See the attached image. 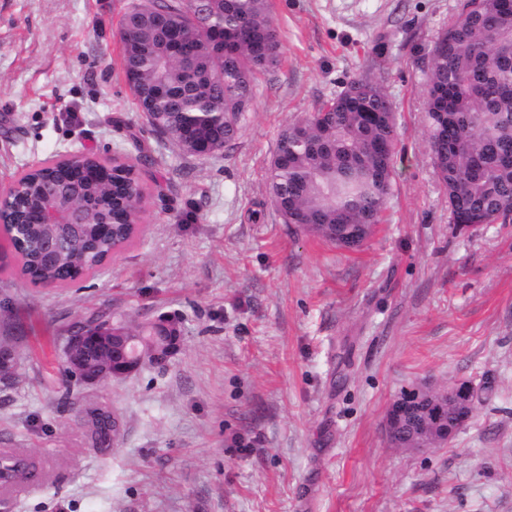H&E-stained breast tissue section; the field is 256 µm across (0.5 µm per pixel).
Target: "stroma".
I'll return each mask as SVG.
<instances>
[{
  "label": "stroma",
  "mask_w": 512,
  "mask_h": 512,
  "mask_svg": "<svg viewBox=\"0 0 512 512\" xmlns=\"http://www.w3.org/2000/svg\"><path fill=\"white\" fill-rule=\"evenodd\" d=\"M129 0H0V186L76 151L136 157L135 242L67 288L0 275L22 323L0 382V449L34 456L0 512H512V223L450 221L426 145L424 71L463 0H270L281 58L233 145L206 158L154 132L126 82ZM395 105L393 194L357 250L284 223L268 175L281 130L352 77ZM178 322L162 367L94 387L64 373L93 320ZM467 381L492 398L448 443L397 448L401 392ZM107 405L94 447L79 410Z\"/></svg>",
  "instance_id": "obj_1"
}]
</instances>
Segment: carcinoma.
Instances as JSON below:
<instances>
[{"mask_svg": "<svg viewBox=\"0 0 512 512\" xmlns=\"http://www.w3.org/2000/svg\"><path fill=\"white\" fill-rule=\"evenodd\" d=\"M192 0H131L120 25L134 34L122 42L127 82L154 130L172 141L188 123L222 150L237 139L258 75L273 71L281 42L269 0H214L206 27L192 20ZM427 147L448 194L450 214L481 224L512 222V0H466L435 38L425 80ZM399 137L394 103L380 76L349 80L334 97L286 127L279 161L269 173L271 204L280 216H299L297 229L341 248L361 246L385 220ZM46 184H77L96 209L104 231L57 263L42 254L43 230L33 200ZM144 208L136 165L76 152L50 158L20 174L6 211L16 222L7 237L19 272L33 284L66 287L102 266L112 249L135 235ZM441 408L444 425L427 415ZM82 421L99 448L112 441V412L86 407ZM465 407L433 390L404 392L387 414L398 448L426 436L447 442ZM0 455V481L23 480Z\"/></svg>", "mask_w": 512, "mask_h": 512, "instance_id": "1", "label": "carcinoma"}]
</instances>
